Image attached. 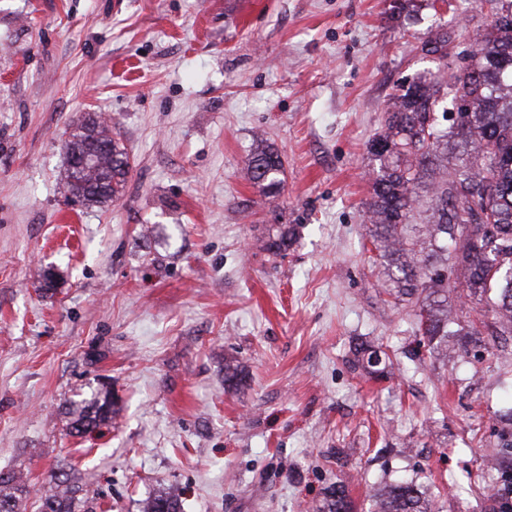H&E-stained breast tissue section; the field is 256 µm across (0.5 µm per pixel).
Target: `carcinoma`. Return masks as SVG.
I'll return each instance as SVG.
<instances>
[{
	"label": "carcinoma",
	"instance_id": "obj_1",
	"mask_svg": "<svg viewBox=\"0 0 512 512\" xmlns=\"http://www.w3.org/2000/svg\"><path fill=\"white\" fill-rule=\"evenodd\" d=\"M492 17L477 38L448 51L435 40L437 72L391 95L381 131L369 149L378 161L367 202V233L381 267L383 286L398 302L412 300L419 330L448 355L452 285L443 270L453 260L461 287L486 297L492 314L489 348L512 341V0H481ZM457 118L447 127L449 109ZM63 189L88 206H104L121 193L129 169L127 152L97 117H83L66 142ZM279 152L260 144L246 174L266 194L280 189ZM427 207L422 224L414 213ZM357 364L370 374L393 368L374 346L356 349ZM242 369L224 361V385L238 386ZM67 427L83 434L112 419V393L96 394L76 407ZM25 474L0 473V512H25ZM422 492L412 479L372 494L375 512H423ZM76 488L59 480L42 496L41 512H76ZM140 512H181L180 492L165 488L146 498ZM317 512H354L345 481L339 480Z\"/></svg>",
	"mask_w": 512,
	"mask_h": 512
}]
</instances>
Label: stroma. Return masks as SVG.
Segmentation results:
<instances>
[{"label": "stroma", "instance_id": "obj_1", "mask_svg": "<svg viewBox=\"0 0 512 512\" xmlns=\"http://www.w3.org/2000/svg\"><path fill=\"white\" fill-rule=\"evenodd\" d=\"M490 20L479 0H0V470L27 472V512L58 475L95 512L169 486L182 512H314L340 478L372 512L403 477L432 512H497L481 470L512 428V347L432 357L366 236L389 94L436 70L428 40ZM89 112L130 159L104 207L59 191ZM262 141L270 199L242 176ZM363 342L391 374L352 367ZM106 388L111 421L70 434Z\"/></svg>", "mask_w": 512, "mask_h": 512}]
</instances>
